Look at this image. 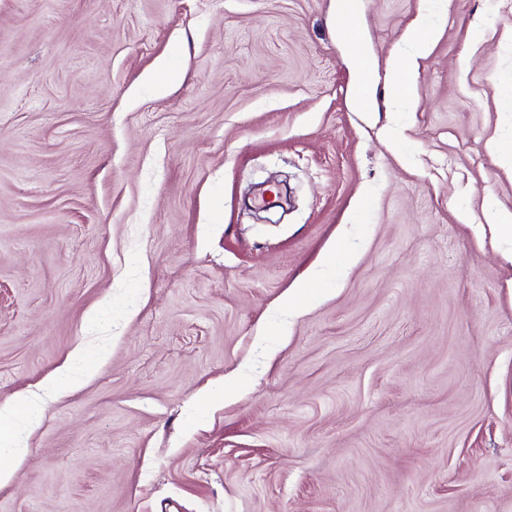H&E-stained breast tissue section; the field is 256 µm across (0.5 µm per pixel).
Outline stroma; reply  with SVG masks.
<instances>
[{
	"label": "stroma",
	"mask_w": 512,
	"mask_h": 512,
	"mask_svg": "<svg viewBox=\"0 0 512 512\" xmlns=\"http://www.w3.org/2000/svg\"><path fill=\"white\" fill-rule=\"evenodd\" d=\"M333 6L0 0V512H512V8ZM82 363V357L79 353L72 356L70 362L61 368L47 383L45 390L47 392H54L61 390L66 387L69 382H73L76 379L73 368Z\"/></svg>",
	"instance_id": "obj_1"
}]
</instances>
